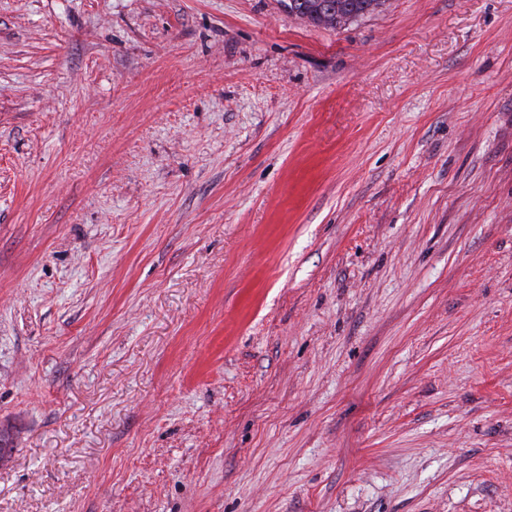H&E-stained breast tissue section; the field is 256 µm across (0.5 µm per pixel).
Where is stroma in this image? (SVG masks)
Returning a JSON list of instances; mask_svg holds the SVG:
<instances>
[{"label":"stroma","instance_id":"1","mask_svg":"<svg viewBox=\"0 0 512 512\" xmlns=\"http://www.w3.org/2000/svg\"><path fill=\"white\" fill-rule=\"evenodd\" d=\"M0 512H512V0H0ZM320 1L323 0H288L286 7L288 8V12L290 14H293L300 19L306 20L309 23H312L314 26L321 27L322 18L320 14L323 9L321 7ZM333 16H335V18H333ZM331 19L332 20H330L329 24L322 27L325 29L336 30V22L333 23V20H342L336 16V10L331 15ZM342 21L345 22L344 19Z\"/></svg>","mask_w":512,"mask_h":512}]
</instances>
